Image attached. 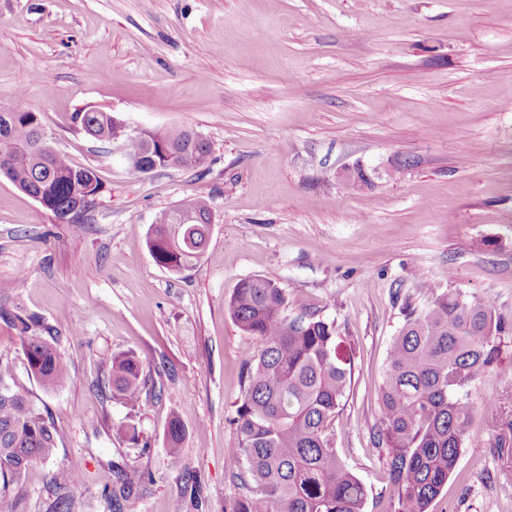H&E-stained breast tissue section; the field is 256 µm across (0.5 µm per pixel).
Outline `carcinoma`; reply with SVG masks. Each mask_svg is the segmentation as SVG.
Here are the masks:
<instances>
[{"label": "carcinoma", "mask_w": 512, "mask_h": 512, "mask_svg": "<svg viewBox=\"0 0 512 512\" xmlns=\"http://www.w3.org/2000/svg\"><path fill=\"white\" fill-rule=\"evenodd\" d=\"M0 112L4 174L60 222L78 203L101 192L95 171L47 147L39 113L24 98ZM94 139L118 135L112 113L78 112ZM149 168L211 165V145L195 132L147 130L124 141ZM194 217L184 223V213ZM208 199H186L158 213L149 232L154 262L173 273L197 264L209 240ZM430 304L405 306V323L389 348L374 443L388 449L390 490L382 512H431L462 455L475 407L466 390L499 357L508 321L493 305L451 290H430ZM241 331L257 341L244 357L243 396L233 424L237 447L227 463L247 494L234 512H364L365 483L339 458L330 428L350 390L351 347L318 314H288V294L263 277L242 280L227 301ZM26 369L50 393L70 378L55 343L23 337ZM107 385L134 404L143 394L141 365L132 352L112 355ZM185 425L174 416L165 447L181 458ZM57 430L29 390L0 371V512H13V485L38 461L53 457Z\"/></svg>", "instance_id": "obj_1"}]
</instances>
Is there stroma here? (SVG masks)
<instances>
[{
  "instance_id": "35a3bbf8",
  "label": "stroma",
  "mask_w": 512,
  "mask_h": 512,
  "mask_svg": "<svg viewBox=\"0 0 512 512\" xmlns=\"http://www.w3.org/2000/svg\"><path fill=\"white\" fill-rule=\"evenodd\" d=\"M21 95L103 188L63 224L0 173V368L60 434L14 512L62 498L69 512H233L245 490L226 451L256 341L226 303L256 276L351 344L331 428L369 500L384 495L373 433L404 305L426 307L433 285L512 319V0H0V105ZM90 108L201 133L209 172L133 171L75 122ZM196 196L215 222L197 266L174 274L153 261L149 229ZM24 319L69 363L54 393L26 369ZM126 351L147 382L133 405L96 386ZM468 398L473 425L433 512H512V331ZM175 413L177 461L164 447ZM58 470L77 483L54 487ZM122 470L135 482L116 507L103 491Z\"/></svg>"
}]
</instances>
